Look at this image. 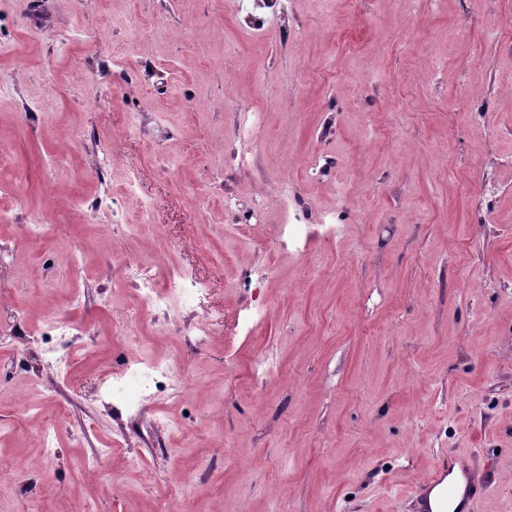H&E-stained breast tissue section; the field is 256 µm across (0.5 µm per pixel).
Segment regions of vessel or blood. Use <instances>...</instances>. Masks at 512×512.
Wrapping results in <instances>:
<instances>
[{
	"label": "vessel or blood",
	"instance_id": "1",
	"mask_svg": "<svg viewBox=\"0 0 512 512\" xmlns=\"http://www.w3.org/2000/svg\"><path fill=\"white\" fill-rule=\"evenodd\" d=\"M419 512H475L478 489L467 471L435 470L412 490Z\"/></svg>",
	"mask_w": 512,
	"mask_h": 512
}]
</instances>
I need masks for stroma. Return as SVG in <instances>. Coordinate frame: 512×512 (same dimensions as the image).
<instances>
[{"mask_svg": "<svg viewBox=\"0 0 512 512\" xmlns=\"http://www.w3.org/2000/svg\"><path fill=\"white\" fill-rule=\"evenodd\" d=\"M269 13L251 33L233 0H0V185L25 196L0 224V326L17 332L0 512H416L412 488L462 464L477 512H512V0ZM228 91L268 106L246 167L224 163L251 123ZM283 193L335 219L307 251L279 249ZM101 196L96 224L69 207ZM73 249L90 270L75 289ZM133 255L207 283L181 331L132 327L135 295L106 270ZM257 301L268 316L243 335ZM52 315L89 330L70 353L101 351L66 377L40 336ZM151 359L178 382L139 415L94 392Z\"/></svg>", "mask_w": 512, "mask_h": 512, "instance_id": "stroma-1", "label": "stroma"}]
</instances>
